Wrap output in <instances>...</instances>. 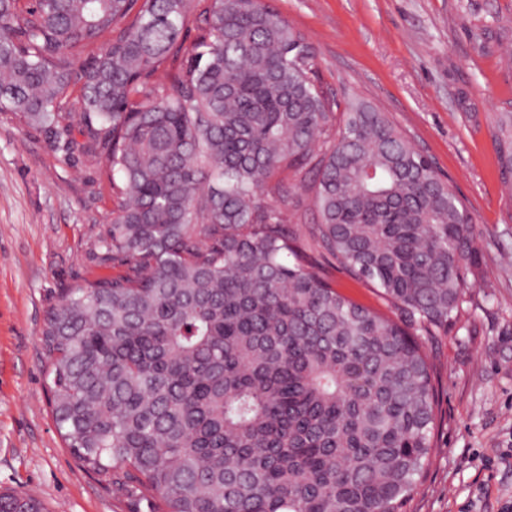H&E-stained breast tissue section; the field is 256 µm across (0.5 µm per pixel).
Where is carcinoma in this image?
<instances>
[{"label": "carcinoma", "instance_id": "obj_1", "mask_svg": "<svg viewBox=\"0 0 512 512\" xmlns=\"http://www.w3.org/2000/svg\"><path fill=\"white\" fill-rule=\"evenodd\" d=\"M197 7L0 0V109L121 178L97 259L127 270L44 316L58 430L153 512H405L438 420L409 327L464 312L472 216L386 113L350 98L333 128L314 47L265 0ZM497 144L512 183V115ZM300 189L316 246L404 322L312 270L267 202ZM0 512L45 510L7 490Z\"/></svg>", "mask_w": 512, "mask_h": 512}]
</instances>
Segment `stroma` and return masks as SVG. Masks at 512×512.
Here are the masks:
<instances>
[{"mask_svg": "<svg viewBox=\"0 0 512 512\" xmlns=\"http://www.w3.org/2000/svg\"><path fill=\"white\" fill-rule=\"evenodd\" d=\"M316 49L335 103L386 112L473 217L481 268L452 329L420 341L442 416L406 512H502L512 504V185L495 137L512 113V0H271ZM298 247L332 285L389 317L370 284L316 250L311 202L275 196ZM117 199L103 161L52 146L0 111V489L46 512H149L66 448L48 401L42 325L63 289L96 274L93 242Z\"/></svg>", "mask_w": 512, "mask_h": 512, "instance_id": "35a3bbf8", "label": "stroma"}]
</instances>
